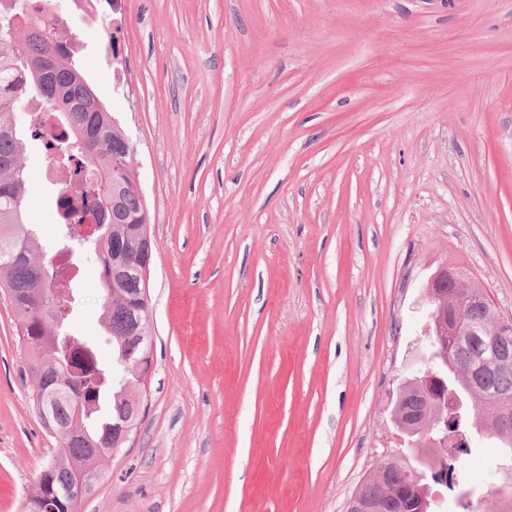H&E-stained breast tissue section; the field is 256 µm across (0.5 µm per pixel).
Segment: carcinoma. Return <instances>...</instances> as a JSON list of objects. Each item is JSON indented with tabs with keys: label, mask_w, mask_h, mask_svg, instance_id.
<instances>
[{
	"label": "carcinoma",
	"mask_w": 512,
	"mask_h": 512,
	"mask_svg": "<svg viewBox=\"0 0 512 512\" xmlns=\"http://www.w3.org/2000/svg\"><path fill=\"white\" fill-rule=\"evenodd\" d=\"M30 0H12L8 11L0 12V287L12 290L20 298L31 296L42 300L38 306H12L18 335L30 350L24 371L44 364L46 349L61 340L73 299L66 290L52 287L53 279L36 275L42 263L36 256L37 240L28 233L25 207L28 179L23 165L24 144L15 123L17 108L29 100H40L64 116L59 127L60 139H69L62 149L70 165H86L95 177L87 186L98 210L112 213L113 219L100 223L97 242L73 234L58 225L61 239L107 274L112 253L124 251L127 265L139 267L145 257V245L131 228L149 218L146 203L137 185L133 148L128 145L121 126L97 98L83 76L78 58L66 54L63 44L42 37L34 30L26 36L15 28V19L28 13ZM45 93H32L36 84ZM144 280L126 275L115 286L105 288L106 306L103 327L112 342L117 362L112 368L101 365L85 343L74 350L65 389L54 396L40 384H33L32 400L43 423L55 427H71L81 419L80 436L72 441L68 434L58 435L59 456L48 476L49 484L60 489L71 485L70 461L85 456L90 449H101L100 466L112 458V446L102 441L107 430L139 424L140 393L144 376L139 363L146 353L143 337L151 333V320L146 311L133 313L125 300L139 295ZM452 353L448 355V378L445 391L448 407L442 409L423 398L415 378L401 387L397 405L402 413L400 429L412 440L425 434L434 440L437 434L423 427L441 419L447 429L446 446L440 462L444 470L455 467L461 455L469 453L474 429L491 431L503 451L487 459L488 466L499 470L503 459L512 465V427L496 428L498 414L512 410V339L500 345L496 366L483 355L476 341L463 343L449 337ZM112 392L111 412L98 416L93 405L86 413H77V399L99 402L101 393ZM375 469L383 477L371 474L365 483L364 497L374 503L378 512H431L429 485L405 460L389 456Z\"/></svg>",
	"instance_id": "cac0c4a2"
}]
</instances>
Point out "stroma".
I'll return each mask as SVG.
<instances>
[{
	"label": "stroma",
	"instance_id": "obj_1",
	"mask_svg": "<svg viewBox=\"0 0 512 512\" xmlns=\"http://www.w3.org/2000/svg\"><path fill=\"white\" fill-rule=\"evenodd\" d=\"M82 71L134 147L156 253L134 442L80 512H344L406 450L427 285L468 267L512 314V0H96ZM124 19L116 36L107 18ZM127 70L113 85L108 59ZM26 222L63 256L51 156ZM75 335L111 363L102 269L74 259ZM0 301V512L59 447ZM493 443L456 467L492 506Z\"/></svg>",
	"mask_w": 512,
	"mask_h": 512
}]
</instances>
